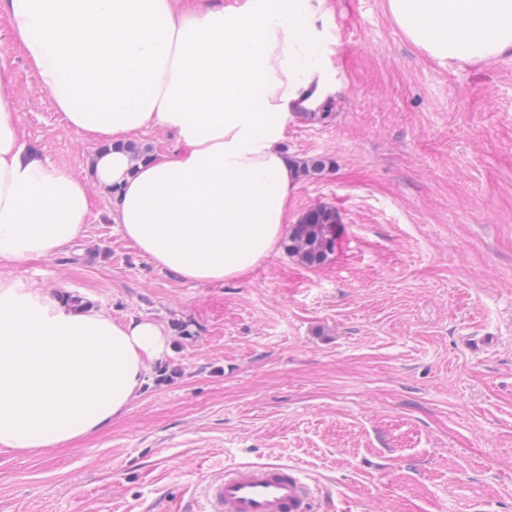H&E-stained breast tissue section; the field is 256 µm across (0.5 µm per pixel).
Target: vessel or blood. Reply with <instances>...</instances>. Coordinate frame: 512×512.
I'll use <instances>...</instances> for the list:
<instances>
[{
  "label": "vessel or blood",
  "mask_w": 512,
  "mask_h": 512,
  "mask_svg": "<svg viewBox=\"0 0 512 512\" xmlns=\"http://www.w3.org/2000/svg\"><path fill=\"white\" fill-rule=\"evenodd\" d=\"M204 512H316L319 494L294 465L225 469L204 488Z\"/></svg>",
  "instance_id": "b4317fda"
}]
</instances>
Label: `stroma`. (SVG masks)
I'll return each mask as SVG.
<instances>
[{
	"instance_id": "1",
	"label": "stroma",
	"mask_w": 512,
	"mask_h": 512,
	"mask_svg": "<svg viewBox=\"0 0 512 512\" xmlns=\"http://www.w3.org/2000/svg\"><path fill=\"white\" fill-rule=\"evenodd\" d=\"M334 2L345 88L283 148L330 160L297 178L288 221L335 209V253L309 268L282 247L246 279L183 281L89 186L83 239L11 275L163 326L178 373L94 436L0 452V512H200L208 480L251 463L301 467L321 512H512V56L441 66L385 0ZM0 69L24 142L80 174L98 145L2 18Z\"/></svg>"
}]
</instances>
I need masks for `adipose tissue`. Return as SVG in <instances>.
<instances>
[{
	"label": "adipose tissue",
	"mask_w": 512,
	"mask_h": 512,
	"mask_svg": "<svg viewBox=\"0 0 512 512\" xmlns=\"http://www.w3.org/2000/svg\"><path fill=\"white\" fill-rule=\"evenodd\" d=\"M386 5L439 64L512 56V0ZM0 17L68 127L99 144L79 175L29 148L0 71V451L36 452L122 416L168 339L5 268L81 239L93 185L158 268L204 284L247 278L288 232V124L345 78L331 0H0ZM156 127L176 150L135 160L131 137Z\"/></svg>",
	"instance_id": "obj_1"
}]
</instances>
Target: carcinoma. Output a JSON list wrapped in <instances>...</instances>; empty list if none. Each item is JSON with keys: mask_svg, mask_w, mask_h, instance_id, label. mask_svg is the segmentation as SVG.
I'll return each instance as SVG.
<instances>
[{"mask_svg": "<svg viewBox=\"0 0 512 512\" xmlns=\"http://www.w3.org/2000/svg\"><path fill=\"white\" fill-rule=\"evenodd\" d=\"M293 164L297 174L310 176L325 169L327 161L296 158ZM339 223L340 217L331 207L321 205L308 210L288 232V254L308 267L324 264L336 250Z\"/></svg>", "mask_w": 512, "mask_h": 512, "instance_id": "obj_1", "label": "carcinoma"}]
</instances>
